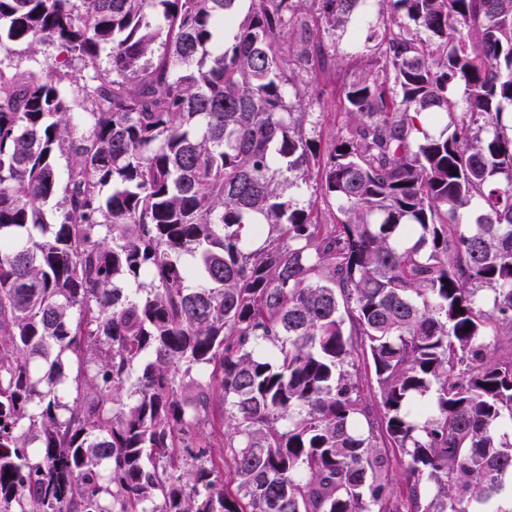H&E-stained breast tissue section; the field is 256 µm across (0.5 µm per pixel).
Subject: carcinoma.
Wrapping results in <instances>:
<instances>
[{"label":"carcinoma","mask_w":512,"mask_h":512,"mask_svg":"<svg viewBox=\"0 0 512 512\" xmlns=\"http://www.w3.org/2000/svg\"><path fill=\"white\" fill-rule=\"evenodd\" d=\"M239 2L0 0V512H512V0ZM358 68L354 58L347 56H336L335 61L325 70H318L316 74L306 76V81L310 82V88L314 93L319 94L321 98L322 111L332 112L325 114L321 124L315 129L313 137L320 144V158H326V145L334 134L343 126L344 115L341 106L342 87L348 74Z\"/></svg>","instance_id":"1"}]
</instances>
